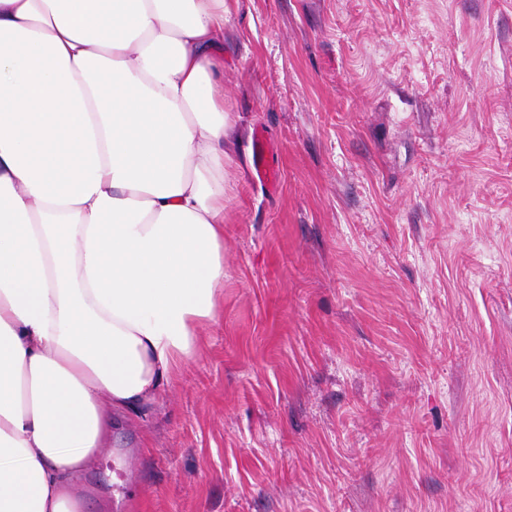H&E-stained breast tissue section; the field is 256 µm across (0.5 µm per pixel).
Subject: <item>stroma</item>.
Here are the masks:
<instances>
[{
  "label": "stroma",
  "mask_w": 512,
  "mask_h": 512,
  "mask_svg": "<svg viewBox=\"0 0 512 512\" xmlns=\"http://www.w3.org/2000/svg\"><path fill=\"white\" fill-rule=\"evenodd\" d=\"M224 109V315L87 512H512V0H230ZM275 151L266 138L256 133L253 138V161L257 176L267 185H277L280 169L274 160Z\"/></svg>",
  "instance_id": "obj_1"
}]
</instances>
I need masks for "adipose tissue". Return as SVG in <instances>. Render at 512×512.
Segmentation results:
<instances>
[{
  "instance_id": "1",
  "label": "adipose tissue",
  "mask_w": 512,
  "mask_h": 512,
  "mask_svg": "<svg viewBox=\"0 0 512 512\" xmlns=\"http://www.w3.org/2000/svg\"><path fill=\"white\" fill-rule=\"evenodd\" d=\"M227 2L0 0V512H86L224 313Z\"/></svg>"
}]
</instances>
